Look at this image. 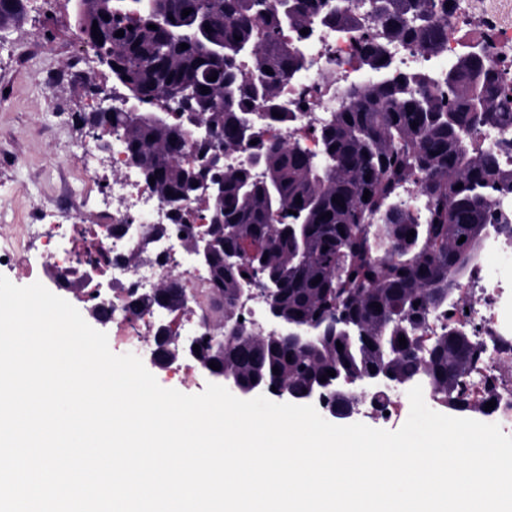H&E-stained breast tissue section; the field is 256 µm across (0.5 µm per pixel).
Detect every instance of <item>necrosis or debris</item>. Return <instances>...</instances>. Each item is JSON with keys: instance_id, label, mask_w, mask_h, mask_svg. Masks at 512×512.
I'll return each mask as SVG.
<instances>
[{"instance_id": "obj_1", "label": "necrosis or debris", "mask_w": 512, "mask_h": 512, "mask_svg": "<svg viewBox=\"0 0 512 512\" xmlns=\"http://www.w3.org/2000/svg\"><path fill=\"white\" fill-rule=\"evenodd\" d=\"M464 26L475 39L490 37L501 49L512 50V24L484 13L467 19L457 14L449 17L447 44L438 56L399 43L390 44L388 51L400 71L441 69L458 52V33ZM305 58L303 70L287 88L298 108L296 120L265 128L264 133L266 138L287 143L301 138L306 149L316 153L320 150L316 129L340 108L338 94L358 82L359 68L348 33L333 28L315 30L305 44ZM106 166L112 178L102 203L112 208L110 220L96 221L93 233L84 237L78 229L85 223L89 196L63 205H43L31 223L17 225L16 236L0 246V258L18 265L28 251L40 249L44 260L38 278L55 288L76 284L87 291L97 282H111V293L91 298L90 303L109 308L120 342L146 353L156 348L157 322L155 308L145 301L171 276H178L190 301L178 335L192 336L209 323L223 321V308L211 303L207 269L190 263L188 244L168 207L130 163L125 150L114 148L108 160L92 158L84 168L85 185L99 184ZM494 209L501 223L483 246L496 257V265L476 262L457 286L454 312L431 313L426 333L436 336L456 326L485 344L480 364L469 374V391L476 400L495 399L492 421L512 436V195L498 197Z\"/></svg>"}]
</instances>
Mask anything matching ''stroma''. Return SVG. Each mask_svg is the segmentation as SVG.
<instances>
[{"label":"stroma","mask_w":512,"mask_h":512,"mask_svg":"<svg viewBox=\"0 0 512 512\" xmlns=\"http://www.w3.org/2000/svg\"><path fill=\"white\" fill-rule=\"evenodd\" d=\"M77 0H28L25 17L0 32V220L29 223L36 208L55 199L59 177L80 191L85 141L74 119L97 100L112 79L92 64L75 86L47 92L81 41L75 23Z\"/></svg>","instance_id":"1"}]
</instances>
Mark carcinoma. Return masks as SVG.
Masks as SVG:
<instances>
[{"instance_id": "obj_1", "label": "carcinoma", "mask_w": 512, "mask_h": 512, "mask_svg": "<svg viewBox=\"0 0 512 512\" xmlns=\"http://www.w3.org/2000/svg\"><path fill=\"white\" fill-rule=\"evenodd\" d=\"M26 2L0 0L1 31L23 18ZM78 2L83 40L118 65L110 68L113 81L137 99L180 98L173 112H84L81 121L124 136L130 161L145 178H155L153 192L175 211L187 236L191 227L181 210L197 198L194 184L222 183L221 198L208 200V221L210 287L224 300V315L235 313L243 274L259 268L279 282L284 317L310 323L340 306L357 332L349 338L331 330L313 344H290L244 326L228 337L221 329L201 346L199 359L244 382L262 374L292 389L329 370L355 376L382 366L422 380L452 413L488 415L487 400L473 401L468 390L475 361L471 337L450 327L430 340L423 357L414 345L430 313L448 308V294L472 268L484 226L494 219L495 198L512 194V164L504 158L512 142L482 147L475 141L482 125L512 121V74L495 62L489 40L481 42L479 58L470 55V45L449 58L446 78L397 73L384 60L392 42L441 52L445 22L458 0ZM365 8L380 33L364 30ZM185 9L191 10L186 17ZM319 27L351 33L359 67L377 78L345 92L340 111L316 131L322 145L316 155L299 139H263L260 124L295 119L285 88L304 66L307 36L300 30ZM119 30L124 36H115ZM247 64L258 79L244 77ZM203 86L208 93H201ZM247 117L254 145L241 138ZM198 124L209 135L199 144ZM192 146L196 160L189 164L185 152ZM237 149L247 151V160L236 168L224 167L215 155ZM414 179L422 217L398 200L399 189ZM327 212L331 217H323ZM290 224L301 226L298 234H288ZM228 251L239 252L237 264H225ZM318 276L321 281L312 284ZM155 302L172 312L185 309L178 280L164 282Z\"/></svg>"}]
</instances>
